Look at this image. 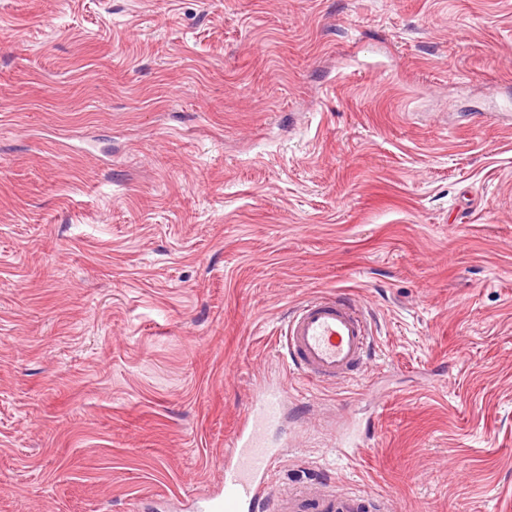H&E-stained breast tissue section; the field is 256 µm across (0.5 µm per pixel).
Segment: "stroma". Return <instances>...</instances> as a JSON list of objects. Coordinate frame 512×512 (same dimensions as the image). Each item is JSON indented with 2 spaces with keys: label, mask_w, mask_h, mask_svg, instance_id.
<instances>
[{
  "label": "stroma",
  "mask_w": 512,
  "mask_h": 512,
  "mask_svg": "<svg viewBox=\"0 0 512 512\" xmlns=\"http://www.w3.org/2000/svg\"><path fill=\"white\" fill-rule=\"evenodd\" d=\"M267 388L276 488L512 512V0H0V512H195ZM279 336L288 366L312 385L357 378L367 367L372 329L362 306L341 297H311L289 314Z\"/></svg>",
  "instance_id": "obj_1"
}]
</instances>
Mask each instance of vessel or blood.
Wrapping results in <instances>:
<instances>
[{"label": "vessel or blood", "mask_w": 512, "mask_h": 512, "mask_svg": "<svg viewBox=\"0 0 512 512\" xmlns=\"http://www.w3.org/2000/svg\"><path fill=\"white\" fill-rule=\"evenodd\" d=\"M289 367L312 385L350 380L365 370L372 329L361 305L341 297H311L288 315L279 338ZM284 397L268 389L248 408L242 429L224 452V486L201 512H380L381 502L339 493L324 484L274 491L270 474L280 457L268 434L282 419Z\"/></svg>", "instance_id": "vessel-or-blood-1"}]
</instances>
